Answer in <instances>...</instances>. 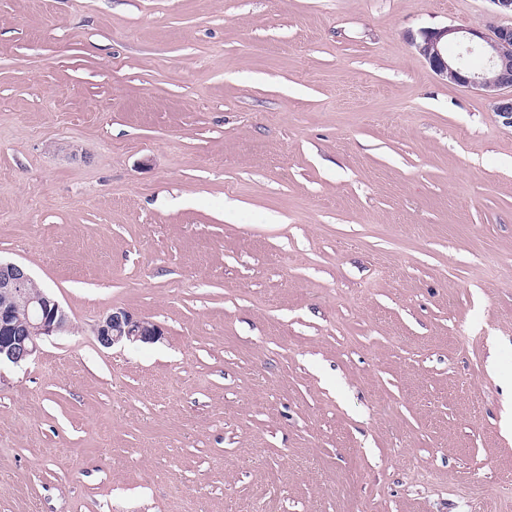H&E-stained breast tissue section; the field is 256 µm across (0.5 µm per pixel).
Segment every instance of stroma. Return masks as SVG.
<instances>
[{
    "label": "stroma",
    "instance_id": "obj_1",
    "mask_svg": "<svg viewBox=\"0 0 512 512\" xmlns=\"http://www.w3.org/2000/svg\"><path fill=\"white\" fill-rule=\"evenodd\" d=\"M501 22L0 0V258L69 317L0 367V512H512V127L404 37ZM161 335L162 330L157 324L139 319L124 309H112L96 328L97 340L106 348L125 341L153 342Z\"/></svg>",
    "mask_w": 512,
    "mask_h": 512
}]
</instances>
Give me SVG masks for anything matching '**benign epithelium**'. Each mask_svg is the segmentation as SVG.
Segmentation results:
<instances>
[{
  "label": "benign epithelium",
  "mask_w": 512,
  "mask_h": 512,
  "mask_svg": "<svg viewBox=\"0 0 512 512\" xmlns=\"http://www.w3.org/2000/svg\"><path fill=\"white\" fill-rule=\"evenodd\" d=\"M407 40L441 80L470 87L489 99L492 109L512 126V25L502 24L486 33L479 28L440 26L409 33ZM457 47L448 55V45ZM34 280L17 263L0 261V298L14 305L0 306V365L20 367L38 352L41 339L65 330L68 316L44 290L33 292ZM162 335L161 328L124 309H113L99 321L97 340L109 348L129 342L148 343Z\"/></svg>",
  "instance_id": "benign-epithelium-1"
}]
</instances>
